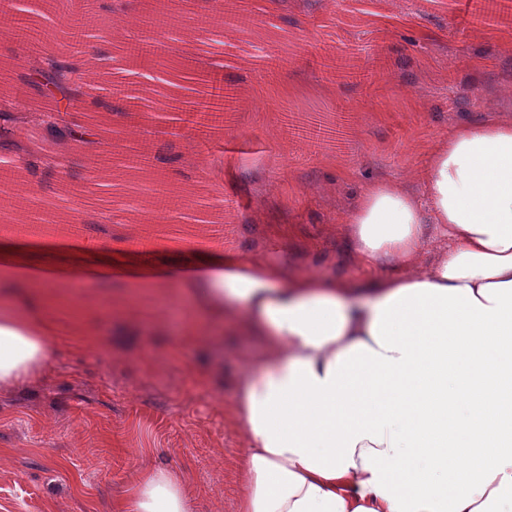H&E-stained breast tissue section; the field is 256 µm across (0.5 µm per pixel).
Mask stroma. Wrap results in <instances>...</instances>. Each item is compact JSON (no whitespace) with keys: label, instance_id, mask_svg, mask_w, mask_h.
Returning <instances> with one entry per match:
<instances>
[{"label":"stroma","instance_id":"obj_1","mask_svg":"<svg viewBox=\"0 0 512 512\" xmlns=\"http://www.w3.org/2000/svg\"><path fill=\"white\" fill-rule=\"evenodd\" d=\"M247 18L226 43L200 41L196 15L181 25L175 59L196 79L181 104L198 112L221 90L250 104L229 113L219 137L238 167L232 179L199 163V139L184 136L171 193L191 189L183 219L124 213L100 235L146 244L167 269L155 281L63 280L62 303L44 315L57 328L42 377L0 391V512H115L120 493L148 467L179 474L195 512H237L238 460L246 446L232 415L237 381L258 340L213 329L186 335L178 286L183 262L219 250L246 256L276 243L298 270L362 279L338 231L362 186L377 178L417 186L425 153L459 122L512 117V0L471 20L465 0H229ZM110 101L147 85L153 61L129 73L122 50L102 46ZM288 80V97L257 99L259 85ZM78 166L68 182L29 186L50 216L113 213L130 189L119 174L88 186ZM208 223H198V216Z\"/></svg>","mask_w":512,"mask_h":512}]
</instances>
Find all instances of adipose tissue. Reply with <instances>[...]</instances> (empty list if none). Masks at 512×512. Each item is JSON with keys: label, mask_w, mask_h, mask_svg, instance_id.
Returning a JSON list of instances; mask_svg holds the SVG:
<instances>
[{"label": "adipose tissue", "mask_w": 512, "mask_h": 512, "mask_svg": "<svg viewBox=\"0 0 512 512\" xmlns=\"http://www.w3.org/2000/svg\"><path fill=\"white\" fill-rule=\"evenodd\" d=\"M420 180V194L374 181L348 212L366 279L220 251L185 276L194 330L230 319L264 345L233 399L239 512H512V119L458 123ZM430 224L450 247L429 251ZM73 251L6 239L0 266L51 288L50 256ZM39 305H0V389L47 366L55 328ZM117 512L194 507L151 467Z\"/></svg>", "instance_id": "obj_1"}]
</instances>
